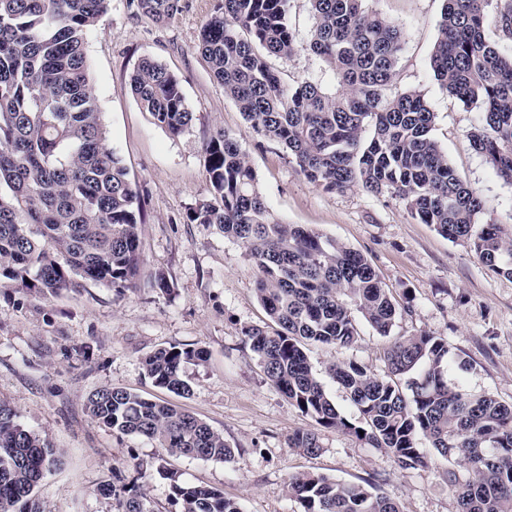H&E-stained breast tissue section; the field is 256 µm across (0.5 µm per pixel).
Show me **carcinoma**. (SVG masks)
<instances>
[{"label":"carcinoma","mask_w":512,"mask_h":512,"mask_svg":"<svg viewBox=\"0 0 512 512\" xmlns=\"http://www.w3.org/2000/svg\"><path fill=\"white\" fill-rule=\"evenodd\" d=\"M110 0H0V288L44 296L105 285L117 295L136 287L144 224L140 197L108 145L91 80L86 37ZM181 0H129L135 15L171 20ZM313 24L302 37L288 20L289 0H218L196 50L213 80L251 127L280 144L311 183L344 192H389L410 214L452 241L468 242L497 274L512 276V235L480 224L484 204L455 174L432 137L435 114L416 90L388 94L403 49L399 27L363 0H309ZM485 0H443L429 65L449 95L480 112L475 149L512 183V53L487 37L512 39V0L489 16ZM308 51L328 79L283 81L273 57ZM137 103L173 135L189 130L180 79L144 58L130 79ZM210 195L188 208L192 224L213 227L245 246L259 273V299L272 331L247 327L246 342L288 402L325 429L383 448L401 468L448 462L457 512H512V405L448 381L454 367L440 336H395L378 377L356 360L329 372L349 394L350 421L312 370L309 344L348 347L360 321L390 335L397 308L359 252L268 209L248 155L224 132L204 144ZM207 351L169 345L147 355L155 386L190 393L183 366ZM94 420L171 454L229 461L235 448L193 414L121 388L87 400ZM364 434H359V431ZM429 447H421V440ZM288 447L309 455L315 432L296 431ZM59 453L0 401V512H40L35 488ZM462 465L465 474L453 469ZM179 512H244L219 490L173 482ZM288 493L298 512H402L368 479L344 482L298 473ZM113 512H153L136 483L112 487Z\"/></svg>","instance_id":"obj_1"}]
</instances>
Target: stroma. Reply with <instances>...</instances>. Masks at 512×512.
<instances>
[{
  "instance_id": "obj_1",
  "label": "stroma",
  "mask_w": 512,
  "mask_h": 512,
  "mask_svg": "<svg viewBox=\"0 0 512 512\" xmlns=\"http://www.w3.org/2000/svg\"><path fill=\"white\" fill-rule=\"evenodd\" d=\"M214 0H181L168 23L136 18L127 0H111L87 35L86 51L108 143L140 193L145 214L137 288L123 296L102 285L44 297L0 288V401L62 452L36 490L41 512H113L102 485L136 482L154 512H178L171 480L204 485L239 501L245 512H297L290 476L302 471L342 481L375 480L402 512H456L446 462L398 467L380 448L355 435L318 428L266 379L242 333L270 328L257 294L258 270L246 248L201 224L188 208L210 194L203 144L216 130L238 139L254 167L269 210L360 252L401 310L396 336L431 334L447 340L464 369L452 380L474 393L512 404V277L492 272L462 241L421 223L391 193L355 187L331 193L308 182L287 151L251 128L214 81L195 45ZM442 0H364L399 25L404 50L396 90L421 91L436 114L433 136L458 177L484 201L481 223L512 224V184L477 152L470 132L479 114L442 91L429 56ZM150 57L175 73L193 114L192 126L172 136L132 96L130 76ZM165 274L170 292L154 288ZM170 344L204 348L208 360L189 363L191 387L179 396L145 378L141 361ZM388 338L361 324L350 347L310 345L309 361L330 399L347 417L355 412L334 381L330 364L356 360L384 374ZM124 388L194 414L236 447L233 461L197 460L167 453L146 440L94 421L88 396ZM317 431L315 456L289 447L295 431Z\"/></svg>"
}]
</instances>
